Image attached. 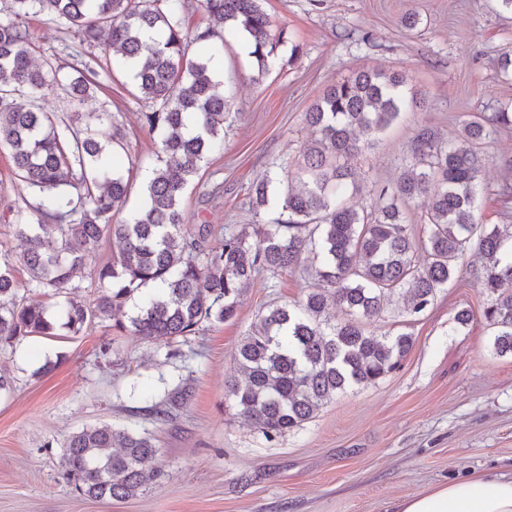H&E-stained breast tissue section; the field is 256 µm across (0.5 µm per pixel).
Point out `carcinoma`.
I'll list each match as a JSON object with an SVG mask.
<instances>
[{
  "instance_id": "carcinoma-1",
  "label": "carcinoma",
  "mask_w": 512,
  "mask_h": 512,
  "mask_svg": "<svg viewBox=\"0 0 512 512\" xmlns=\"http://www.w3.org/2000/svg\"><path fill=\"white\" fill-rule=\"evenodd\" d=\"M15 17L49 16L103 46L61 74L51 60L38 63L27 27L0 21V151L8 152L17 179L37 199L36 223L16 220L30 282L52 293V303L27 302L15 287L11 251L0 248V346L32 336H76L92 322L110 320L135 292L150 291L129 324L149 339L171 344L195 335L204 320L234 317L255 276L295 269L302 255L318 262L317 286L298 304L275 306L258 318L238 349L242 378L226 384L239 415L272 438L300 427L336 394L376 382L398 368L413 347L410 333L376 336L363 322L376 319L390 294L406 291L407 312L424 313L438 289L463 267L469 253L480 261V282L492 295L484 310L496 328L493 350L512 354V224L479 222L483 191L481 148L512 111L476 113L457 138L441 141L429 127L417 130L412 161L377 201L357 209L347 197L358 190L348 160L369 150L405 107L418 104L405 80L381 69L357 72L332 85L305 113L316 139L303 153L300 188L288 187L279 218L255 230L207 245L208 224L181 235V199L208 154L224 151L226 103L214 80L221 47L213 40L226 27L247 41L259 74L275 64L285 32H272L263 0H199L212 25L189 31L186 0H11ZM207 45L204 59L189 56ZM131 74L153 105L142 124L156 135L160 166L146 184L144 206L114 224L128 193L115 169L120 140L109 133L112 113L88 112L85 126L62 125L41 110V92L65 82L78 103L100 88L98 77ZM276 178L249 189V202L268 206ZM416 200L423 213L424 259H419L405 211ZM109 235L122 244L118 256L95 272L102 289L95 304L75 295L73 281L86 254ZM343 311L327 316L328 302ZM185 384L168 393L165 407L148 411L159 421L191 401ZM147 433L103 424L71 433L62 450V478L94 500L136 497L164 471Z\"/></svg>"
}]
</instances>
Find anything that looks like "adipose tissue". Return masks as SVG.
I'll use <instances>...</instances> for the list:
<instances>
[{
	"instance_id": "adipose-tissue-1",
	"label": "adipose tissue",
	"mask_w": 512,
	"mask_h": 512,
	"mask_svg": "<svg viewBox=\"0 0 512 512\" xmlns=\"http://www.w3.org/2000/svg\"><path fill=\"white\" fill-rule=\"evenodd\" d=\"M395 512H512V477L480 475L437 485L405 497Z\"/></svg>"
}]
</instances>
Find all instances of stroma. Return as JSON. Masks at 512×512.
I'll return each mask as SVG.
<instances>
[{
    "mask_svg": "<svg viewBox=\"0 0 512 512\" xmlns=\"http://www.w3.org/2000/svg\"><path fill=\"white\" fill-rule=\"evenodd\" d=\"M274 25L287 28L278 65L258 77L244 38L224 31L221 87L228 106L224 150L208 155L183 200V235L211 225L210 244L225 234L268 224L278 203L261 211L248 203L250 185L301 158L315 134L304 114L327 87L353 73L390 68L404 73L421 104L407 109L376 146L352 157L361 186L356 206L409 166L416 131L431 127L455 139L473 112L512 105V80L497 59L512 53V13L498 0H265ZM416 14L415 28L403 19ZM39 57L63 70L96 54L74 30L42 15L24 20ZM299 56H292V47ZM87 112H111L134 167L122 213L140 209L145 185L159 163V145L140 123L150 103L129 76L85 102ZM488 162L479 199L484 223L501 218L495 189L511 185L499 157L512 153V130L482 148ZM35 197L14 179L0 153V245L10 249L19 292L46 300L28 282L9 225L32 217ZM469 263L413 317L392 296L366 325L376 335L410 333L414 344L399 368L375 383L339 394L301 427L266 438L238 414L225 394L238 377V346L258 315L295 304L312 288L314 265L279 275L263 273L241 298L233 319L203 323L184 357L131 332L96 323L77 336L28 337L0 349V373L11 381L0 393V512H392L395 502L429 487L479 474L512 477V355L491 348L484 318L490 297ZM466 309L468 323L455 315ZM187 382L190 405L156 421L139 398ZM108 422L151 434L165 476L126 501H96L61 476L64 440L85 426Z\"/></svg>",
    "mask_w": 512,
    "mask_h": 512,
    "instance_id": "35a3bbf8",
    "label": "stroma"
}]
</instances>
